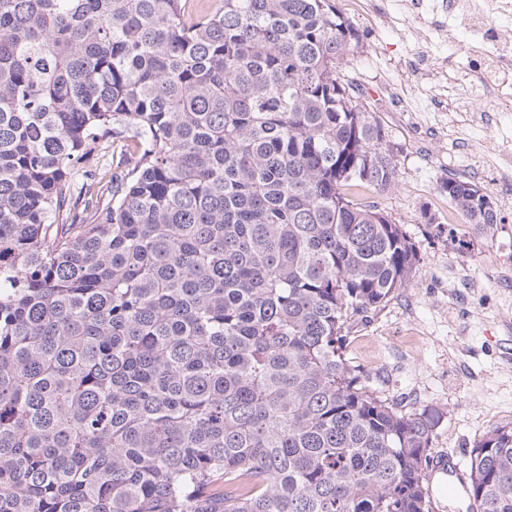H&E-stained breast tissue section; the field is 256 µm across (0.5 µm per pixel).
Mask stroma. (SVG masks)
<instances>
[{"label":"stroma","mask_w":512,"mask_h":512,"mask_svg":"<svg viewBox=\"0 0 512 512\" xmlns=\"http://www.w3.org/2000/svg\"><path fill=\"white\" fill-rule=\"evenodd\" d=\"M360 33L349 58L374 116L388 134L398 182L382 207L417 245L419 262L408 287L351 330L350 351L373 389L412 412L443 418L433 451L469 467L476 445L512 425V167L498 147L512 145V104L495 96L470 108L477 52L494 37L512 40V11L494 13L482 32L448 14L442 0H336ZM458 177L485 188L500 205V224L483 238L449 225L441 191ZM435 223H424L423 214ZM466 238L456 249L449 234Z\"/></svg>","instance_id":"obj_1"}]
</instances>
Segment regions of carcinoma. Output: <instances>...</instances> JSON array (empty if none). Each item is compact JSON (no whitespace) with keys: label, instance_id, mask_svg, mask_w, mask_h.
<instances>
[{"label":"carcinoma","instance_id":"carcinoma-1","mask_svg":"<svg viewBox=\"0 0 512 512\" xmlns=\"http://www.w3.org/2000/svg\"><path fill=\"white\" fill-rule=\"evenodd\" d=\"M359 42L335 0H0V512H435L443 413L348 351L418 262ZM470 476L512 512L511 426Z\"/></svg>","mask_w":512,"mask_h":512}]
</instances>
